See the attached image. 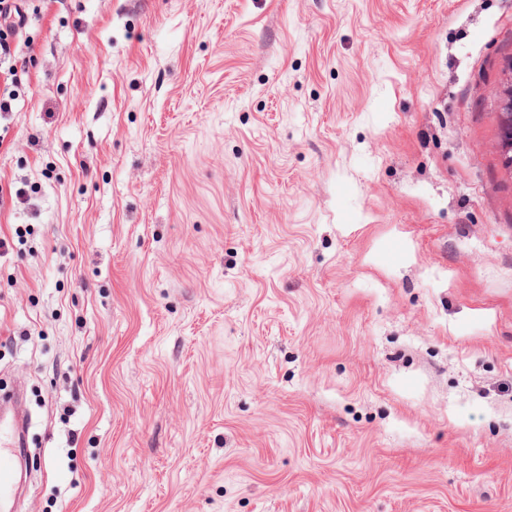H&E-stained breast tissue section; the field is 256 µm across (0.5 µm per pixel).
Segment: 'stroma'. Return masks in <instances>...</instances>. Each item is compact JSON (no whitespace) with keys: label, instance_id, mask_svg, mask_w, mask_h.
Returning <instances> with one entry per match:
<instances>
[{"label":"stroma","instance_id":"obj_1","mask_svg":"<svg viewBox=\"0 0 512 512\" xmlns=\"http://www.w3.org/2000/svg\"><path fill=\"white\" fill-rule=\"evenodd\" d=\"M29 37L13 512H512V0H52Z\"/></svg>","mask_w":512,"mask_h":512}]
</instances>
